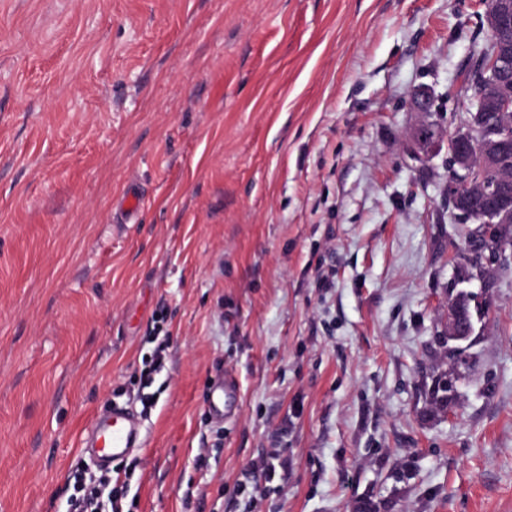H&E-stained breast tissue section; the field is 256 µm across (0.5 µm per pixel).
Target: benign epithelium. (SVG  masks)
<instances>
[{"label": "benign epithelium", "instance_id": "1", "mask_svg": "<svg viewBox=\"0 0 512 512\" xmlns=\"http://www.w3.org/2000/svg\"><path fill=\"white\" fill-rule=\"evenodd\" d=\"M484 25L492 43L493 53L478 60L477 78L457 88V94L469 98L466 117L454 127L447 128L433 119L438 105L431 93L423 88L414 89L409 108L421 114V119L407 132L412 156L428 161L448 146V177L446 194L448 209L456 211L475 183L478 168L491 162L503 149L512 145V125L505 122L494 130H484L477 122L481 112H512V0H487ZM483 222L489 225L512 223V200L509 195L498 198L483 213ZM480 247L487 252L489 266L507 268L512 255L506 256V245L499 239L484 238ZM472 319L468 310L456 307L448 314V338L467 346L471 338Z\"/></svg>", "mask_w": 512, "mask_h": 512}]
</instances>
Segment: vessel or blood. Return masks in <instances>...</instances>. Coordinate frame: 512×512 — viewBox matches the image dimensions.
I'll use <instances>...</instances> for the list:
<instances>
[{
  "label": "vessel or blood",
  "mask_w": 512,
  "mask_h": 512,
  "mask_svg": "<svg viewBox=\"0 0 512 512\" xmlns=\"http://www.w3.org/2000/svg\"><path fill=\"white\" fill-rule=\"evenodd\" d=\"M238 388L234 379L217 375L214 381L212 406L216 411L231 409ZM142 441L141 427L133 412L115 405L105 414L95 416L85 446L98 464L106 466L125 458Z\"/></svg>",
  "instance_id": "b4317fda"
}]
</instances>
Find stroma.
Segmentation results:
<instances>
[{
	"label": "stroma",
	"instance_id": "35a3bbf8",
	"mask_svg": "<svg viewBox=\"0 0 512 512\" xmlns=\"http://www.w3.org/2000/svg\"><path fill=\"white\" fill-rule=\"evenodd\" d=\"M481 0H0V512H66L138 402L133 512H512V271L459 365L446 116ZM137 223L117 206L128 187ZM238 403L209 406L214 369ZM453 380L454 398H435ZM289 459L252 495L245 475ZM156 340H158L157 346L154 351L152 365L150 369L146 372H142V385L144 387H148L153 382L151 375L156 372H160L164 366V360L166 357V351L170 346L171 336L167 333H164L161 338L156 336ZM142 441L140 422L126 406L114 405L94 418L85 448L94 453L98 464L107 466L125 458Z\"/></svg>",
	"mask_w": 512,
	"mask_h": 512
}]
</instances>
